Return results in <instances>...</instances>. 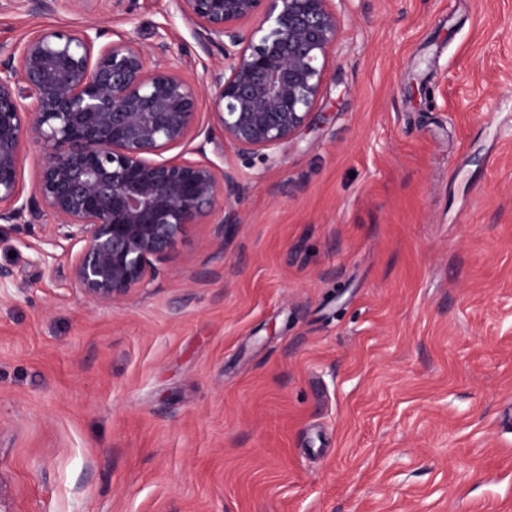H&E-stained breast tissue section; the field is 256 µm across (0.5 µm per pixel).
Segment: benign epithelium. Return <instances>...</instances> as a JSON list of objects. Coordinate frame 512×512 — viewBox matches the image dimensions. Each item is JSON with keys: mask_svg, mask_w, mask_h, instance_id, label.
Wrapping results in <instances>:
<instances>
[{"mask_svg": "<svg viewBox=\"0 0 512 512\" xmlns=\"http://www.w3.org/2000/svg\"><path fill=\"white\" fill-rule=\"evenodd\" d=\"M200 47L224 57L212 73V117L224 140L269 159L305 130L322 94L339 23L332 0H174ZM259 23L250 30L244 24ZM90 25L44 29L0 44V222L46 217L39 255L80 245L70 276L96 306L146 286L152 260L177 250L188 226L227 211L234 172L164 153L189 142L204 153L199 88L167 56L166 35L147 50L132 39L99 42ZM41 145L35 191L24 196L23 148Z\"/></svg>", "mask_w": 512, "mask_h": 512, "instance_id": "7a95c632", "label": "benign epithelium"}]
</instances>
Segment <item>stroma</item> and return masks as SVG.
Masks as SVG:
<instances>
[{"mask_svg":"<svg viewBox=\"0 0 512 512\" xmlns=\"http://www.w3.org/2000/svg\"><path fill=\"white\" fill-rule=\"evenodd\" d=\"M307 130L275 159L222 137L240 224L191 225L108 307L0 223V488L11 512H512V0H334ZM119 20L0 0V44ZM425 86L429 96H413Z\"/></svg>","mask_w":512,"mask_h":512,"instance_id":"35a3bbf8","label":"stroma"}]
</instances>
